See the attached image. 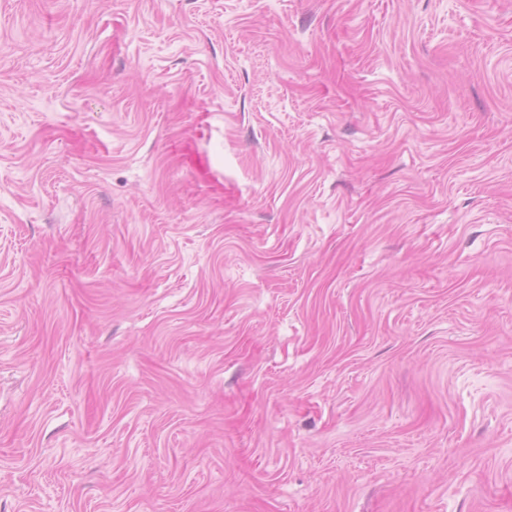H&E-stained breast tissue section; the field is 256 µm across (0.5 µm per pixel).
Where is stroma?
Here are the masks:
<instances>
[{"label": "stroma", "mask_w": 512, "mask_h": 512, "mask_svg": "<svg viewBox=\"0 0 512 512\" xmlns=\"http://www.w3.org/2000/svg\"><path fill=\"white\" fill-rule=\"evenodd\" d=\"M0 512H512V0H0Z\"/></svg>", "instance_id": "obj_1"}]
</instances>
